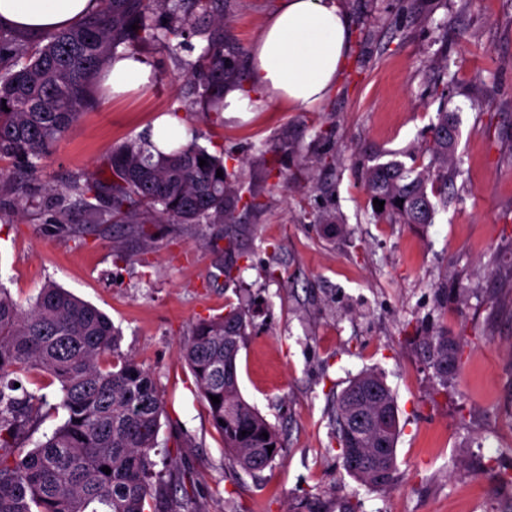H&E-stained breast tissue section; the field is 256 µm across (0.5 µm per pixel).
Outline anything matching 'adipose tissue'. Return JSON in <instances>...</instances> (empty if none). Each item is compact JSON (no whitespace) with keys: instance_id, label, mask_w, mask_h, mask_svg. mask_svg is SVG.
<instances>
[{"instance_id":"adipose-tissue-1","label":"adipose tissue","mask_w":512,"mask_h":512,"mask_svg":"<svg viewBox=\"0 0 512 512\" xmlns=\"http://www.w3.org/2000/svg\"><path fill=\"white\" fill-rule=\"evenodd\" d=\"M97 8V0H0V21L26 30L58 29ZM351 30L342 0H281L250 48V83L224 85L225 117L248 119L265 104L291 109L317 104L332 91L350 49ZM151 64L125 53L104 76L113 97L149 89Z\"/></svg>"}]
</instances>
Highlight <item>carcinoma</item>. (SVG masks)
Listing matches in <instances>:
<instances>
[{
  "instance_id": "carcinoma-1",
  "label": "carcinoma",
  "mask_w": 512,
  "mask_h": 512,
  "mask_svg": "<svg viewBox=\"0 0 512 512\" xmlns=\"http://www.w3.org/2000/svg\"><path fill=\"white\" fill-rule=\"evenodd\" d=\"M224 0H99L81 23L28 32L0 23V198L33 196L22 175L37 168L79 120L99 105L96 78L118 47L165 44L205 22L215 25L192 71L210 111L224 99ZM139 29L134 30L132 26ZM430 150L448 169L456 149V116L447 108L432 124ZM204 159L207 165L199 166ZM223 176H217V170ZM372 198L405 224H431L432 197L447 189V174L406 167L401 160L368 166ZM98 224H227L243 200L223 156L196 138L169 151L130 142L108 156L106 175H79L65 186ZM49 223L74 231L72 207L59 204ZM251 321L240 303L200 320L183 345V357L207 402L213 426L233 463L245 471L271 466L283 448L275 428L241 395L237 360ZM119 331L92 304L49 282L28 308L0 286V512H146L167 499L173 479L154 471L164 412L154 375L121 351ZM425 352L436 377L448 382L458 347L432 336ZM18 372L46 374L58 382L65 420L45 441L21 454L22 441L48 405L46 396L15 386ZM217 396L214 404L210 396ZM397 403L384 377L365 371L336 396L332 420L339 446H355L363 463L345 471L379 489L396 480ZM268 437H263L262 433ZM273 450H268V447ZM109 467L111 473L101 471Z\"/></svg>"
}]
</instances>
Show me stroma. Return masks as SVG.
<instances>
[{"instance_id":"obj_1","label":"stroma","mask_w":512,"mask_h":512,"mask_svg":"<svg viewBox=\"0 0 512 512\" xmlns=\"http://www.w3.org/2000/svg\"><path fill=\"white\" fill-rule=\"evenodd\" d=\"M280 0H224L226 69L249 80L248 52ZM353 40L338 84L306 109L272 104L250 121L199 103L192 66L207 44L136 47L150 89L83 113L29 180L34 201L0 213V285L29 305L52 281L113 322L121 349L154 373L165 412L156 468L181 472L197 512H512V0H344ZM457 115L448 199L434 222L379 216L369 158L434 167L430 128ZM178 111L223 153L257 208L232 223L47 225L56 189L105 171L112 149ZM276 162L266 172L262 161ZM336 218L328 230L326 215ZM241 253L224 277L219 244ZM247 303L241 394L279 432L271 467L234 466L181 348L199 319ZM459 348L440 383L424 354L434 334ZM366 370L395 394L397 478L378 490L348 475L330 419Z\"/></svg>"}]
</instances>
